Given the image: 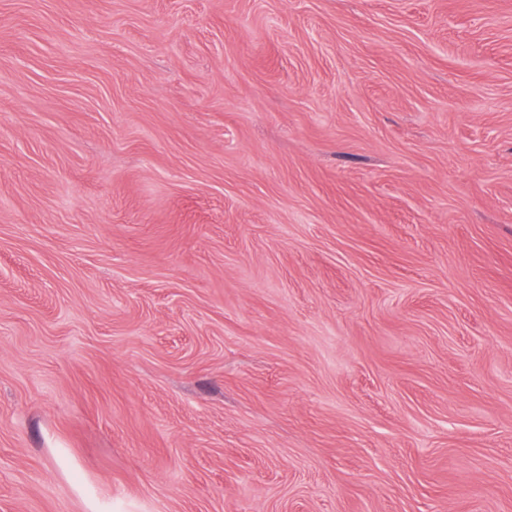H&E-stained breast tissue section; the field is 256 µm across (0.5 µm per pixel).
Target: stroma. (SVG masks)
<instances>
[{"label": "stroma", "mask_w": 512, "mask_h": 512, "mask_svg": "<svg viewBox=\"0 0 512 512\" xmlns=\"http://www.w3.org/2000/svg\"><path fill=\"white\" fill-rule=\"evenodd\" d=\"M0 512H512V0H0Z\"/></svg>", "instance_id": "1"}]
</instances>
